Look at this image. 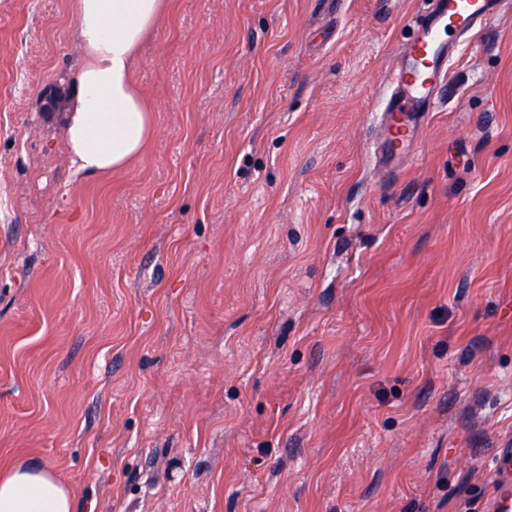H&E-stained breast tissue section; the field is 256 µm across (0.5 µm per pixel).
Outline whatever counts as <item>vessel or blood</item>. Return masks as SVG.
Instances as JSON below:
<instances>
[{"label": "vessel or blood", "instance_id": "obj_1", "mask_svg": "<svg viewBox=\"0 0 512 512\" xmlns=\"http://www.w3.org/2000/svg\"><path fill=\"white\" fill-rule=\"evenodd\" d=\"M503 0H429V8L413 21V34L403 46L404 68L386 110L394 128L389 150H399L412 135L408 113L432 111L451 80L447 34H469L501 10ZM489 512H512V454L503 453Z\"/></svg>", "mask_w": 512, "mask_h": 512}]
</instances>
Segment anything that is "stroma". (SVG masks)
Returning <instances> with one entry per match:
<instances>
[{"label":"stroma","mask_w":512,"mask_h":512,"mask_svg":"<svg viewBox=\"0 0 512 512\" xmlns=\"http://www.w3.org/2000/svg\"><path fill=\"white\" fill-rule=\"evenodd\" d=\"M75 0H0V472L77 512H487L512 448V5L389 154L421 0H167L126 169Z\"/></svg>","instance_id":"1"}]
</instances>
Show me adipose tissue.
Returning a JSON list of instances; mask_svg holds the SVG:
<instances>
[{
  "label": "adipose tissue",
  "instance_id": "ef3b65f1",
  "mask_svg": "<svg viewBox=\"0 0 512 512\" xmlns=\"http://www.w3.org/2000/svg\"><path fill=\"white\" fill-rule=\"evenodd\" d=\"M165 8V0H75L81 58L69 76L63 140L73 176L125 169L153 137L132 63ZM0 512H75V505L55 473L18 464L0 476Z\"/></svg>",
  "mask_w": 512,
  "mask_h": 512
}]
</instances>
